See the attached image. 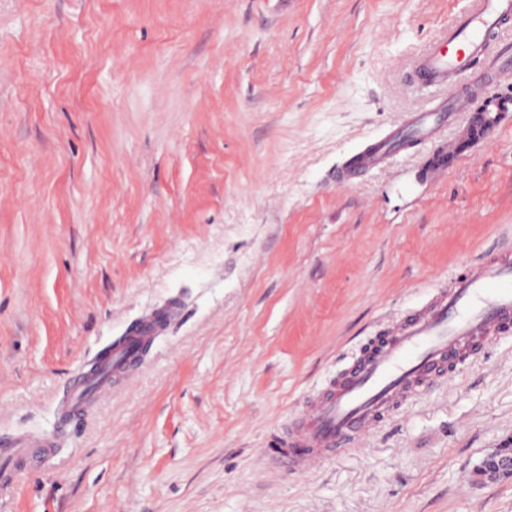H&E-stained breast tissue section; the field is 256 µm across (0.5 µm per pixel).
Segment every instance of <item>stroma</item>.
<instances>
[{"instance_id":"35a3bbf8","label":"stroma","mask_w":512,"mask_h":512,"mask_svg":"<svg viewBox=\"0 0 512 512\" xmlns=\"http://www.w3.org/2000/svg\"><path fill=\"white\" fill-rule=\"evenodd\" d=\"M466 0H0V444L54 437L0 512H512V335L359 447L266 440L390 318L512 251V114L338 171L429 107L414 59ZM181 310L74 423L79 367ZM396 137L393 131L383 138L370 142L358 152L354 158L340 171L339 183L350 184L359 173L375 168H383L394 157L395 144L392 141ZM480 480L512 479V450L495 448L474 469Z\"/></svg>"}]
</instances>
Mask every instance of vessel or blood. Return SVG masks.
Wrapping results in <instances>:
<instances>
[{
    "label": "vessel or blood",
    "instance_id": "obj_1",
    "mask_svg": "<svg viewBox=\"0 0 512 512\" xmlns=\"http://www.w3.org/2000/svg\"><path fill=\"white\" fill-rule=\"evenodd\" d=\"M512 21V0H467L442 39L417 61L413 83L434 88L437 103L408 113L403 133L433 139L455 113L474 107L477 95L501 79L503 35ZM392 135L370 142L340 171L341 183L382 168L394 156ZM172 313L162 308L141 319L121 341L98 353L69 385L65 420L125 378ZM512 334V254L501 253L469 265L440 287L414 313L392 320L342 373L304 408L298 420L267 443L278 466L303 473L347 447L371 437L388 416L412 397L446 378L451 367L471 360L490 337ZM55 440L18 438L0 448V495L14 486L22 466L52 455Z\"/></svg>",
    "mask_w": 512,
    "mask_h": 512
}]
</instances>
